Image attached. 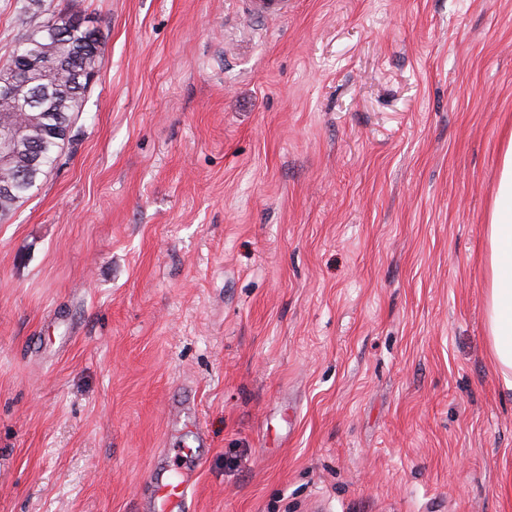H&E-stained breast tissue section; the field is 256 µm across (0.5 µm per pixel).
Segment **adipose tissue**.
<instances>
[{
  "instance_id": "obj_1",
  "label": "adipose tissue",
  "mask_w": 512,
  "mask_h": 512,
  "mask_svg": "<svg viewBox=\"0 0 512 512\" xmlns=\"http://www.w3.org/2000/svg\"><path fill=\"white\" fill-rule=\"evenodd\" d=\"M485 276L489 349L505 388L512 391V136L502 148L486 226Z\"/></svg>"
}]
</instances>
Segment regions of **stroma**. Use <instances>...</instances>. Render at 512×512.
<instances>
[{
  "label": "stroma",
  "instance_id": "35a3bbf8",
  "mask_svg": "<svg viewBox=\"0 0 512 512\" xmlns=\"http://www.w3.org/2000/svg\"><path fill=\"white\" fill-rule=\"evenodd\" d=\"M36 11L102 67L0 222V512H142L189 447L195 512H512V0H0V62ZM485 276L489 349L505 388L512 391V134L502 148L486 224Z\"/></svg>",
  "mask_w": 512,
  "mask_h": 512
}]
</instances>
